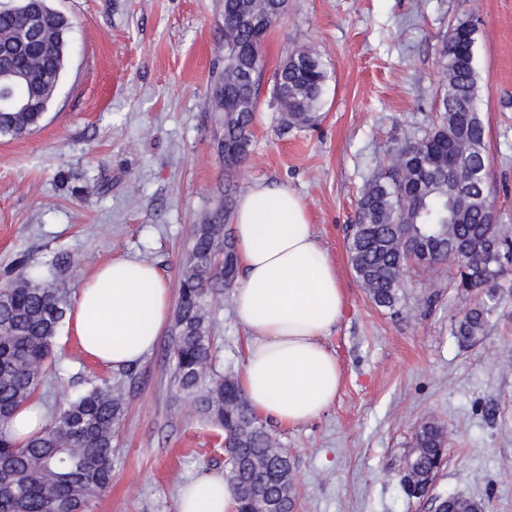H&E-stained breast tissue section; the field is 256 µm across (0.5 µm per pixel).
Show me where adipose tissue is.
<instances>
[{"label": "adipose tissue", "instance_id": "adipose-tissue-1", "mask_svg": "<svg viewBox=\"0 0 512 512\" xmlns=\"http://www.w3.org/2000/svg\"><path fill=\"white\" fill-rule=\"evenodd\" d=\"M242 276L232 290L234 318L249 336L239 383L255 413L287 427L320 416L335 400L342 369L324 342L344 295L301 198L255 184L233 217ZM171 284L148 262L115 257L77 291L68 324L82 351L115 369L138 364L168 322ZM177 512H236V493L210 472L183 485Z\"/></svg>", "mask_w": 512, "mask_h": 512}]
</instances>
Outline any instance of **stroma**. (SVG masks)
<instances>
[{
  "label": "stroma",
  "instance_id": "stroma-1",
  "mask_svg": "<svg viewBox=\"0 0 512 512\" xmlns=\"http://www.w3.org/2000/svg\"><path fill=\"white\" fill-rule=\"evenodd\" d=\"M224 0H49L73 23L67 69L40 125L0 135V281L66 258V288L116 256L152 262L170 283L218 204L224 115L208 90L224 66ZM474 28L495 220L512 225V0H288L262 45L263 82L311 43L327 72L313 126L284 127L261 91L243 189L298 193L333 260L345 303L325 337L342 368L333 404L295 427L265 425L292 460L295 512H434L451 494L512 512V265L473 341L453 336L471 303L442 266L412 277L396 310L360 286L346 251L357 199L389 146L429 130L445 83L440 38ZM213 367L239 374L247 335L230 293L211 306ZM169 336L134 368L100 365L61 327L34 398L47 416L120 384L112 482L87 512H176L180 484L224 469V432L173 382ZM435 418L446 462L421 499L402 489L415 430Z\"/></svg>",
  "mask_w": 512,
  "mask_h": 512
}]
</instances>
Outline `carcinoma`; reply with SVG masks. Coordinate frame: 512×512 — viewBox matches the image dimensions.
<instances>
[{
	"label": "carcinoma",
	"mask_w": 512,
	"mask_h": 512,
	"mask_svg": "<svg viewBox=\"0 0 512 512\" xmlns=\"http://www.w3.org/2000/svg\"><path fill=\"white\" fill-rule=\"evenodd\" d=\"M287 0H224V140L238 149L224 161L221 201L198 225L182 264L172 327L177 391L194 399L197 412L224 429L225 477L237 492L238 512H292L293 468L288 452L258 420L232 374L212 369L211 301L234 287L238 260L228 229L240 183L235 179L252 153V127L259 106L260 49L284 14ZM22 0L0 6V49L23 41L32 46L27 67H9L37 80L18 88L32 93L29 112H0V135L20 137L38 127L66 69L71 22L50 7L39 26L25 25ZM439 64L446 84L438 96L433 127L388 150L357 201L346 248L360 286L379 306L401 301L412 269L454 268V287L476 296L455 322L453 334L472 341L487 326L501 285L512 230L487 220V136L478 110L480 75L474 52L442 37ZM327 74L319 54L307 47L288 54L274 73L272 97L281 123L304 127L321 105ZM64 262L0 285V512H87L90 501L112 481V441L124 413L115 389L94 387L60 409L43 433L20 446L3 431L19 404L39 388L55 339L69 310V290L53 280ZM445 444L435 420L414 433L404 480L408 495L426 489ZM452 512H481V504L451 496Z\"/></svg>",
	"instance_id": "obj_1"
}]
</instances>
